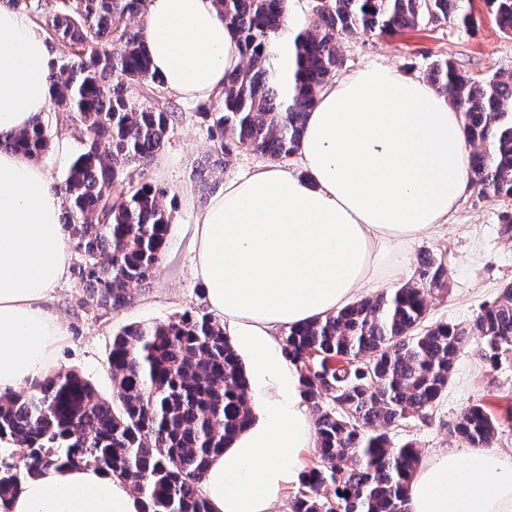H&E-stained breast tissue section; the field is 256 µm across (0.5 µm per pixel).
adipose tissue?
<instances>
[{
  "label": "adipose tissue",
  "mask_w": 512,
  "mask_h": 512,
  "mask_svg": "<svg viewBox=\"0 0 512 512\" xmlns=\"http://www.w3.org/2000/svg\"><path fill=\"white\" fill-rule=\"evenodd\" d=\"M151 70L180 98L219 97L240 61L214 0H151ZM46 39L0 4V133L46 112ZM301 172L267 165L224 183L197 223L194 270L209 312L248 362L251 424L210 461L212 512H272L314 447V419L279 330L374 290L381 259L448 217L469 186L461 117L424 82L373 65L323 85L298 149ZM62 200L41 165L0 150V392L47 374L68 334L48 303L70 270ZM408 512H512V454L448 449L421 461ZM125 480L93 465L43 469L0 512H141Z\"/></svg>",
  "instance_id": "adipose-tissue-1"
}]
</instances>
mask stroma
Instances as JSON below:
<instances>
[{"label": "stroma", "instance_id": "obj_1", "mask_svg": "<svg viewBox=\"0 0 512 512\" xmlns=\"http://www.w3.org/2000/svg\"><path fill=\"white\" fill-rule=\"evenodd\" d=\"M475 22L463 28L453 23L426 25L392 36L378 37L362 31L343 35L337 51L343 60L339 76L368 65H386L398 73L425 80L433 60L448 58L468 75L482 78L499 70L512 71V36L505 35L488 13L485 0H470ZM177 114L169 142L154 158L150 177L165 186L176 205L160 267L146 284L134 288L130 303L117 311L82 308L79 289L67 278L55 290L50 309L69 333L58 354L55 369L73 370L90 381L98 393L112 394L108 354L112 337L131 323L164 321L185 311H206L203 288L193 276L195 226L209 199L193 178V171L210 150L206 128L194 114L192 102L177 100ZM54 135L68 141L67 152L51 149L40 158L50 184H61L80 149L77 135L62 112H45ZM508 204L468 188L445 225L435 233L388 255L380 263L379 291L385 292L416 275L417 259L429 254L441 260L448 272V289L429 300L428 322L466 325L502 288L512 283V238L500 232ZM482 402L499 424L493 443L512 449V359L491 366L476 345L464 347L454 364L448 388L426 416L403 420L390 433L394 444L414 440L422 457L446 448L465 450L448 429L460 413Z\"/></svg>", "mask_w": 512, "mask_h": 512}]
</instances>
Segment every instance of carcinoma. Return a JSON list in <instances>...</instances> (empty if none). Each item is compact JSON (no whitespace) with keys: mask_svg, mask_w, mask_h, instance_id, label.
<instances>
[{"mask_svg":"<svg viewBox=\"0 0 512 512\" xmlns=\"http://www.w3.org/2000/svg\"><path fill=\"white\" fill-rule=\"evenodd\" d=\"M6 2L36 24L49 48H69L53 60L48 86L54 111L67 114L82 144L59 186L78 256V304L120 309L158 269L175 212L167 190L147 175L175 121L141 26L131 24L144 18L149 0ZM214 2L237 35L243 64L224 76L221 97L195 106L212 142L199 171L211 193L241 149L274 162L297 152L318 90L341 66L340 36L472 22L465 0H317L312 28L295 39V93L285 104L271 60L286 0ZM486 4L500 31L512 35V0ZM427 81L461 113L466 141L478 146L470 183L512 200V71L476 80L437 59ZM51 145L39 117L30 129L0 137V150L34 158ZM445 288L442 263L423 256L414 280L281 336L313 408L319 448L318 462L300 476L292 512H406L421 450L412 440L392 446L388 430L437 404L468 343L493 363L512 349L511 285L465 327L426 322L428 297ZM109 366L110 399L75 371L0 394V441L14 445L23 463L19 470L0 461V499L44 468L93 464L128 481L142 512H211L199 489L209 461L253 417L246 372L224 328L192 311L129 324L112 339ZM450 434L471 447L489 445L497 422L472 404Z\"/></svg>","mask_w":512,"mask_h":512,"instance_id":"cac0c4a2","label":"carcinoma"}]
</instances>
